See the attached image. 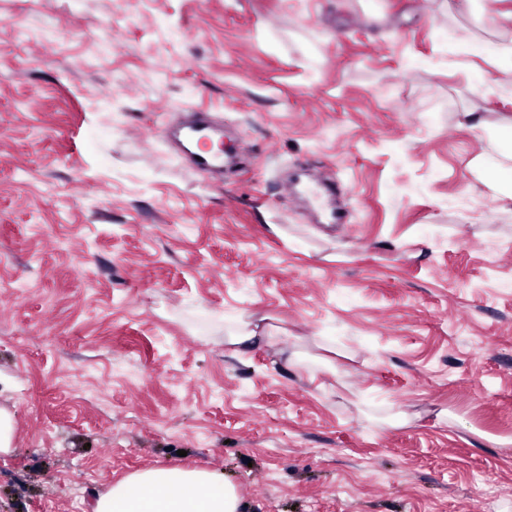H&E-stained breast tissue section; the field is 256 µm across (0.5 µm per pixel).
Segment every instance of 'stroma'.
<instances>
[{"label": "stroma", "mask_w": 512, "mask_h": 512, "mask_svg": "<svg viewBox=\"0 0 512 512\" xmlns=\"http://www.w3.org/2000/svg\"><path fill=\"white\" fill-rule=\"evenodd\" d=\"M0 0V512L202 468L250 512H481L512 494V199L459 125L512 97L497 0ZM183 36L172 39L171 26ZM208 110L223 179L166 139ZM296 164L345 224L285 197ZM245 316L267 339L224 342ZM450 53L454 58L469 57H495L496 60L506 65L504 72L512 71V45H485L473 42L452 41ZM310 180L312 181V184L316 187V189H318V191L315 192V197L320 198L322 196H325L327 197L328 201H331V203L328 205L329 219L327 223H344L346 220V213L341 208H337L335 204L332 203L333 199L338 193V188L335 185H329L313 178H310ZM473 482L479 487L484 512L511 511V498L505 497L498 485L479 472L473 475Z\"/></svg>", "instance_id": "1"}]
</instances>
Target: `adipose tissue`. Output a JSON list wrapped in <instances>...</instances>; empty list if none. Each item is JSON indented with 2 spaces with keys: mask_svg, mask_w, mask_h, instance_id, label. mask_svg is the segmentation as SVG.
Listing matches in <instances>:
<instances>
[{
  "mask_svg": "<svg viewBox=\"0 0 512 512\" xmlns=\"http://www.w3.org/2000/svg\"><path fill=\"white\" fill-rule=\"evenodd\" d=\"M93 512H244L235 485L204 469L152 468L120 480Z\"/></svg>",
  "mask_w": 512,
  "mask_h": 512,
  "instance_id": "1",
  "label": "adipose tissue"
}]
</instances>
